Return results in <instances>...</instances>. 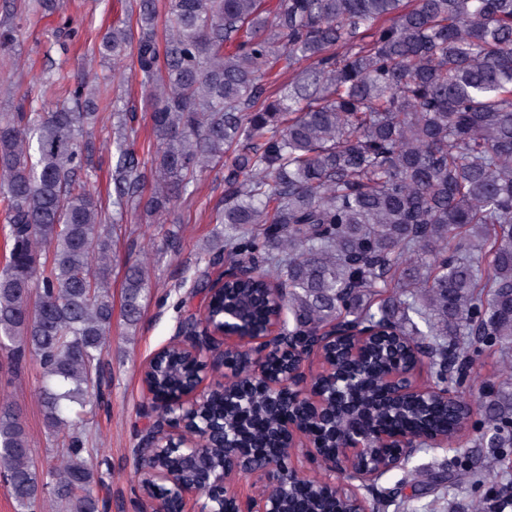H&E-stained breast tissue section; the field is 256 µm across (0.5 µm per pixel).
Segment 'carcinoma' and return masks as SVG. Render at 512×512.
<instances>
[{"label": "carcinoma", "mask_w": 512, "mask_h": 512, "mask_svg": "<svg viewBox=\"0 0 512 512\" xmlns=\"http://www.w3.org/2000/svg\"><path fill=\"white\" fill-rule=\"evenodd\" d=\"M133 23L114 25L98 55L131 59L149 110L156 150L134 149L136 114L112 101V194L89 187L99 96L89 83L47 108L25 92L0 114V203L11 243L0 268V350L12 371L33 360L60 463L38 467L20 409L0 402V471L18 512H99L98 462L83 417L100 407L112 327V247L131 212L151 218L192 197L200 174L224 167L222 237L200 260L253 268L207 309L244 310V324L269 312L263 289L282 285L292 330L347 321L379 324L429 356L436 384L462 385L476 355L512 362V0H135ZM153 185L144 195L145 183ZM146 267L127 263L122 317L140 323ZM387 344L373 347L348 401L370 421L445 428L448 409L426 402L382 408L379 375ZM190 374L170 355L156 386L175 398ZM209 410L225 427L263 440L277 404L245 414ZM472 444L445 475L473 484L497 476L512 448V376L479 403ZM185 481L219 496L210 476L226 455L196 437ZM136 473L155 464L135 451ZM291 512H322L320 481L294 476ZM403 512L392 490L372 510Z\"/></svg>", "instance_id": "carcinoma-1"}]
</instances>
